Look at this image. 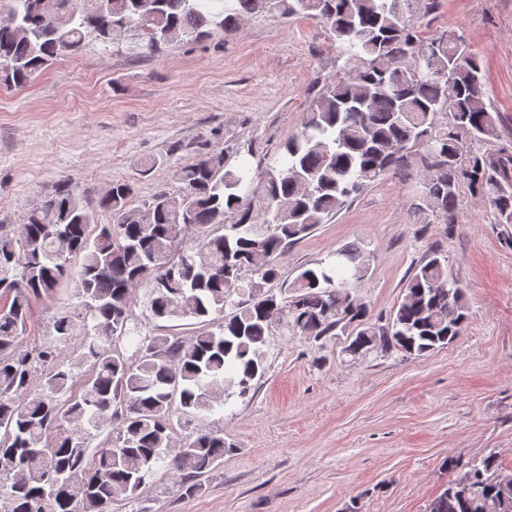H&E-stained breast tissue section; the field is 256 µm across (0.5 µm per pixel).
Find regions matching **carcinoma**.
<instances>
[{"label": "carcinoma", "instance_id": "1", "mask_svg": "<svg viewBox=\"0 0 512 512\" xmlns=\"http://www.w3.org/2000/svg\"><path fill=\"white\" fill-rule=\"evenodd\" d=\"M414 2L0 0L9 18L0 26L1 88L26 86L90 37L110 44L135 30L155 53L276 10L321 20L356 67L310 105L280 147L279 169L231 168L228 153L216 150L176 170L178 191L160 190L138 207L127 182L112 183L91 206L62 179L23 223L0 225V512H113L116 502L137 497L160 463L177 475L181 495H195L233 447L217 432L177 440L173 415L189 423L248 394L265 374L270 328L284 318L315 339L347 333L345 353L353 357L392 348L422 356L460 336L465 293L437 252L414 267L383 325L369 320L352 292L369 269L357 248L303 270L281 302L266 290L288 245L400 171L412 146L425 151V191L414 214H431L453 231L465 183L512 224L505 190L512 150L462 160L465 140L498 137L500 116L485 104L480 64L460 40L421 36ZM101 213L111 222L98 223ZM209 224L224 225V233L181 250L186 235ZM74 258L81 260L79 306L54 319L52 341L22 349L33 302L53 298L71 279ZM143 283L154 320L192 319L204 328L186 340L142 336L132 362L115 342L137 332L129 326L131 289ZM214 313L221 319L210 330ZM467 467L475 478L470 498L438 495L432 512H502L512 487L496 482L504 470L497 455Z\"/></svg>", "mask_w": 512, "mask_h": 512}]
</instances>
